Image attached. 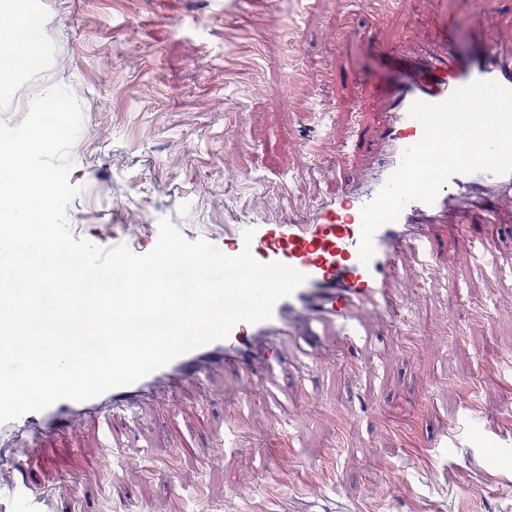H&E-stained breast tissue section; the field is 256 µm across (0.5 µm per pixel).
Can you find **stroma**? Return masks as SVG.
<instances>
[{
    "label": "stroma",
    "mask_w": 512,
    "mask_h": 512,
    "mask_svg": "<svg viewBox=\"0 0 512 512\" xmlns=\"http://www.w3.org/2000/svg\"><path fill=\"white\" fill-rule=\"evenodd\" d=\"M36 19L0 6V68L25 76L0 82V121L19 125L33 97L69 87L83 114L69 182L81 194L67 209L74 238L113 236L143 250L152 224L224 242L228 224H275L305 214L369 172L371 139L388 94L412 58L439 47L472 54L477 20L512 45V0H31ZM357 151L337 146L352 129ZM498 263L472 266L467 240L437 229V265L455 282H418L403 251L394 283L423 337L405 353L396 321L361 313L373 347L359 350L364 372L350 378L336 342L313 373L275 370L264 380L238 372L192 381L155 402L136 423L108 415L85 422L70 448H47L29 475L50 484L55 469L94 473L50 512H247L259 476L290 461L317 475L337 448L335 480L311 495L315 512H512V404L508 382L483 367L484 344L512 354V205L504 204ZM478 381L484 445L465 432L462 384ZM438 414L416 417L424 403ZM243 410L242 448L224 446L230 413ZM346 419L337 432L331 410ZM112 433L126 458L95 474L99 440ZM426 451L407 460L401 437ZM387 460L399 485L378 472Z\"/></svg>",
    "instance_id": "stroma-1"
}]
</instances>
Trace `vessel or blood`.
Returning <instances> with one entry per match:
<instances>
[{"label":"vessel or blood","instance_id":"1","mask_svg":"<svg viewBox=\"0 0 512 512\" xmlns=\"http://www.w3.org/2000/svg\"><path fill=\"white\" fill-rule=\"evenodd\" d=\"M475 79H490L512 89V48L485 39L471 59L455 58L446 50H425L417 77L390 96L391 105L376 130V154L367 179L347 184L311 217L256 225L248 244L243 241L244 225H225L226 255H238L247 246L262 261L284 263L306 277L292 295L275 303L270 319L237 323L227 338L180 355L132 384L82 402L60 400L45 410L0 424V451L13 470L8 478H0V512H46L49 492L27 480L26 465L39 456L46 436L73 439L78 424L87 415L112 410L137 420L143 400L151 394L169 389L187 377L205 381L221 365L243 371L262 370L277 360L284 342L304 330L313 334L332 331L344 350H355L364 336L361 311L390 314L397 309L392 282L397 273V257L404 248L416 251L420 278L434 273L431 226L455 225L468 235L471 261L477 265L494 264L496 254L487 237L472 233L471 227L497 223L499 200L512 199V173L452 176L433 203L411 202L397 221L375 232V254L370 264L361 263L358 251L362 207L376 197L396 170L403 150L423 135L421 124L409 114L412 103L444 101ZM274 478L275 489L255 502L252 512H285L282 492L290 483L291 474L282 468Z\"/></svg>","mask_w":512,"mask_h":512}]
</instances>
